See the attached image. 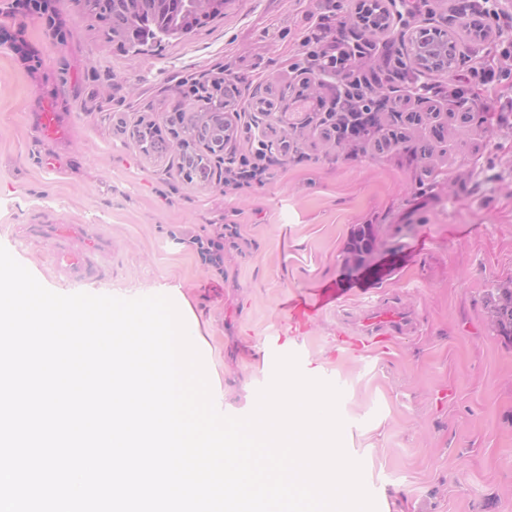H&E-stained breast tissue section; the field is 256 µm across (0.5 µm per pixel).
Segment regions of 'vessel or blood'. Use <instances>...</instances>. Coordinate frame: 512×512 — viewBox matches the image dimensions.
<instances>
[{
  "mask_svg": "<svg viewBox=\"0 0 512 512\" xmlns=\"http://www.w3.org/2000/svg\"><path fill=\"white\" fill-rule=\"evenodd\" d=\"M16 238L22 242L54 240V266L58 273L76 278L104 277L107 268L104 260L111 244L108 238L89 224H21ZM403 325L401 317L384 309L372 311L364 319L360 340L370 343L384 330H397Z\"/></svg>",
  "mask_w": 512,
  "mask_h": 512,
  "instance_id": "vessel-or-blood-1",
  "label": "vessel or blood"
}]
</instances>
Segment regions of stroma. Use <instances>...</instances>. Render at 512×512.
<instances>
[{"label":"stroma","mask_w":512,"mask_h":512,"mask_svg":"<svg viewBox=\"0 0 512 512\" xmlns=\"http://www.w3.org/2000/svg\"><path fill=\"white\" fill-rule=\"evenodd\" d=\"M359 2L337 0V38L370 44L358 76L422 117L390 146L389 108L361 146L323 133L343 85L292 67L320 0H232L145 54L121 48L79 0H57L60 41L42 20L1 11L0 26L25 25L38 62L28 69L0 46V245L60 294L186 299L227 415L250 414L276 357L296 355L305 376L340 389L344 448L377 512H512V339L491 317L496 288L512 281V27L477 39L451 0L421 12L396 0L382 35L357 25ZM433 27L457 40L458 63L426 78L401 39ZM488 58L506 71L499 81L464 105L439 96ZM219 74L240 91L233 158L273 144L270 178L230 192L220 176L187 180L178 146L148 153L134 134L150 123L168 136L170 115L195 107L179 80ZM269 96L276 113L266 117L252 104ZM47 110L65 139L37 132ZM461 110L473 121L449 123ZM19 224L96 225L112 240L110 275H59L51 242H14ZM361 224L374 226L376 245L357 267L345 249ZM198 237L223 238V264L202 259ZM319 295L328 304L292 328L288 305ZM375 307L404 310L414 325L372 353L341 348L339 332Z\"/></svg>","instance_id":"stroma-1"}]
</instances>
